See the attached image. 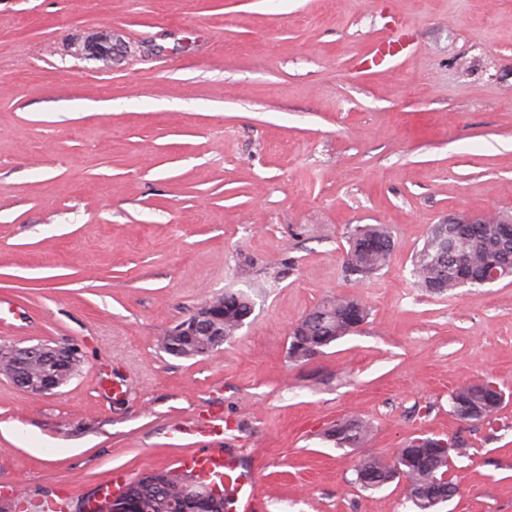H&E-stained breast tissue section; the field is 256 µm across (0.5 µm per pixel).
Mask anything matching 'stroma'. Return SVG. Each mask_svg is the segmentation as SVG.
Masks as SVG:
<instances>
[{"mask_svg":"<svg viewBox=\"0 0 512 512\" xmlns=\"http://www.w3.org/2000/svg\"><path fill=\"white\" fill-rule=\"evenodd\" d=\"M388 13L413 55L360 76ZM484 211L512 213V0H0V347L83 353L56 394L0 376V503L28 487L76 510L195 450L180 426L220 412L263 512H411L402 481L365 491L354 468L421 435L467 444L438 512H512V278L435 296L412 276L435 224ZM363 224L394 250L358 288ZM227 290L254 300L234 338L161 348ZM336 295L366 323L290 359ZM487 377L494 425L453 416L450 393ZM349 416L372 437L336 447ZM371 427L367 421L357 417H347L336 421L326 438L339 448H356L367 442Z\"/></svg>","mask_w":512,"mask_h":512,"instance_id":"1","label":"stroma"}]
</instances>
